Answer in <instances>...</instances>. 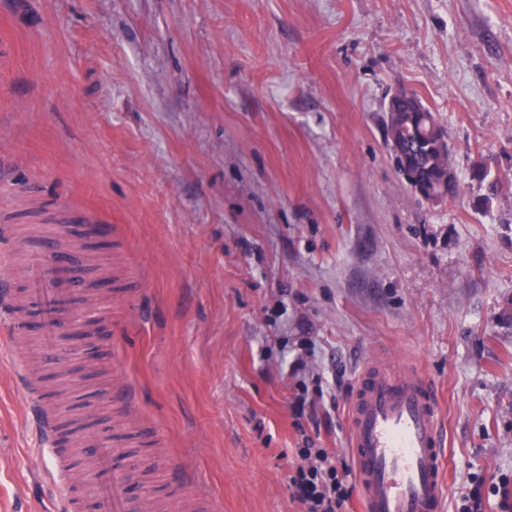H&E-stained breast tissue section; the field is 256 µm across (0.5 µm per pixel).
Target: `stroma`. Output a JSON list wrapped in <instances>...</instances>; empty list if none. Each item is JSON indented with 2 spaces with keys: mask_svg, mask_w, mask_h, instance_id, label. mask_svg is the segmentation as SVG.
Segmentation results:
<instances>
[{
  "mask_svg": "<svg viewBox=\"0 0 512 512\" xmlns=\"http://www.w3.org/2000/svg\"><path fill=\"white\" fill-rule=\"evenodd\" d=\"M399 85L446 127L460 202L400 180ZM1 224L106 226L65 248L105 279L76 312L108 337L65 399L159 512H303L296 450L349 459L369 359L436 381L447 512L512 477V0H0ZM29 338L0 310V512L73 485L17 384ZM483 156L479 155L473 161L470 175L472 180L477 181L480 185L485 184V189L487 191L482 198L483 204H488L492 197L496 196L498 192V187H500L501 179L495 174H492L491 167H485L483 163Z\"/></svg>",
  "mask_w": 512,
  "mask_h": 512,
  "instance_id": "obj_1",
  "label": "stroma"
}]
</instances>
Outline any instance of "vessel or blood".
Instances as JSON below:
<instances>
[{
	"label": "vessel or blood",
	"mask_w": 512,
	"mask_h": 512,
	"mask_svg": "<svg viewBox=\"0 0 512 512\" xmlns=\"http://www.w3.org/2000/svg\"><path fill=\"white\" fill-rule=\"evenodd\" d=\"M23 286L6 291L0 307L15 326H22L29 309L39 312V336L52 346L62 324L75 320L73 296L86 292L69 262L49 260L40 245L21 241ZM21 384L30 389L27 409L37 428L54 438L42 399L33 392V375L22 370ZM350 443L361 512H444L450 485L445 478L446 432L436 383L417 365L393 367L366 362L356 379L349 409ZM84 476L100 490L102 512H129L130 484L121 468L112 467L109 451L94 437L84 441Z\"/></svg>",
	"instance_id": "vessel-or-blood-1"
}]
</instances>
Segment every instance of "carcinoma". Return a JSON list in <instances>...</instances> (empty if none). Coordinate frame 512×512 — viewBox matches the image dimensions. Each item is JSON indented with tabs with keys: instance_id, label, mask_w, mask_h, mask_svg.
Here are the masks:
<instances>
[{
	"instance_id": "1",
	"label": "carcinoma",
	"mask_w": 512,
	"mask_h": 512,
	"mask_svg": "<svg viewBox=\"0 0 512 512\" xmlns=\"http://www.w3.org/2000/svg\"><path fill=\"white\" fill-rule=\"evenodd\" d=\"M445 130L433 112L415 92L391 102L384 120L385 144L399 152L395 156L397 169L407 172L414 180L419 194L457 200L461 195L458 175L454 173L453 155H441L437 141ZM471 178L485 186L483 203L490 202L500 187V177L485 167L483 156L473 161Z\"/></svg>"
}]
</instances>
